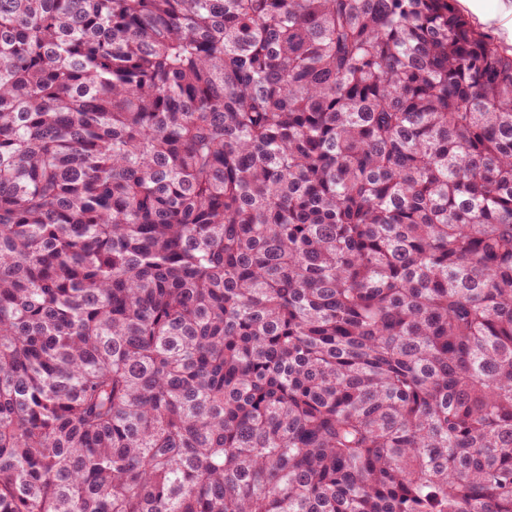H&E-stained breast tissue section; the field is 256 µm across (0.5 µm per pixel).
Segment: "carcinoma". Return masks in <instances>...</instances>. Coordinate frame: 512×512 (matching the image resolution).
Segmentation results:
<instances>
[{
  "label": "carcinoma",
  "instance_id": "cac0c4a2",
  "mask_svg": "<svg viewBox=\"0 0 512 512\" xmlns=\"http://www.w3.org/2000/svg\"><path fill=\"white\" fill-rule=\"evenodd\" d=\"M0 512H512V54L0 0Z\"/></svg>",
  "mask_w": 512,
  "mask_h": 512
}]
</instances>
